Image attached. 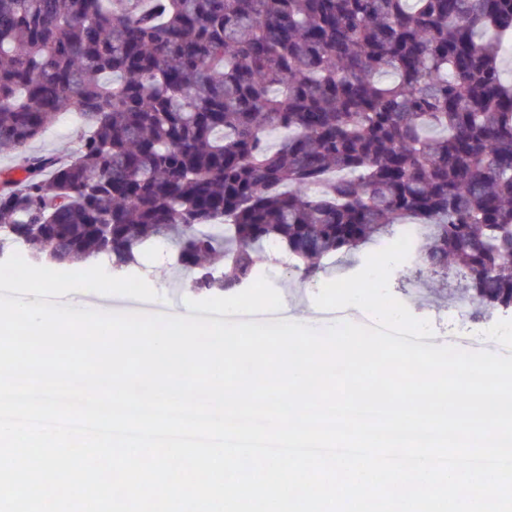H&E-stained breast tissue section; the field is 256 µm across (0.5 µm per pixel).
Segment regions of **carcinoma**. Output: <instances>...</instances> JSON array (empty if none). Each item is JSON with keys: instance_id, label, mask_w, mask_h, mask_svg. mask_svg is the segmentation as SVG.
Returning a JSON list of instances; mask_svg holds the SVG:
<instances>
[{"instance_id": "1", "label": "carcinoma", "mask_w": 512, "mask_h": 512, "mask_svg": "<svg viewBox=\"0 0 512 512\" xmlns=\"http://www.w3.org/2000/svg\"><path fill=\"white\" fill-rule=\"evenodd\" d=\"M509 40L512 0H0V252L169 241L216 294L419 224L448 305L512 312ZM70 112L75 155L31 152Z\"/></svg>"}]
</instances>
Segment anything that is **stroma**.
I'll use <instances>...</instances> for the list:
<instances>
[{
    "label": "stroma",
    "mask_w": 512,
    "mask_h": 512,
    "mask_svg": "<svg viewBox=\"0 0 512 512\" xmlns=\"http://www.w3.org/2000/svg\"><path fill=\"white\" fill-rule=\"evenodd\" d=\"M79 126L76 119L56 121L32 144V151L75 154ZM377 250V245L370 244L342 257L341 261L331 262L314 282L301 279L287 258L264 260L248 284L221 295H204L192 292L188 273L174 268L172 248L159 245L145 254L135 270L136 275L146 279L158 293V300L145 302L116 295L112 298V308L118 312L179 316L189 310L205 313L219 308L228 316L249 312L257 322L271 316L278 321L303 323L318 331L340 320L370 326L374 319L365 311L353 306L324 311L316 306L315 296L322 283L358 272L367 255ZM389 289L415 317L429 322L433 331L430 345H453L465 351L488 350L512 355V314L487 321L474 320L467 314L457 320L450 319L445 300L430 285L415 280L412 260H405L392 270Z\"/></svg>",
    "instance_id": "obj_1"
}]
</instances>
